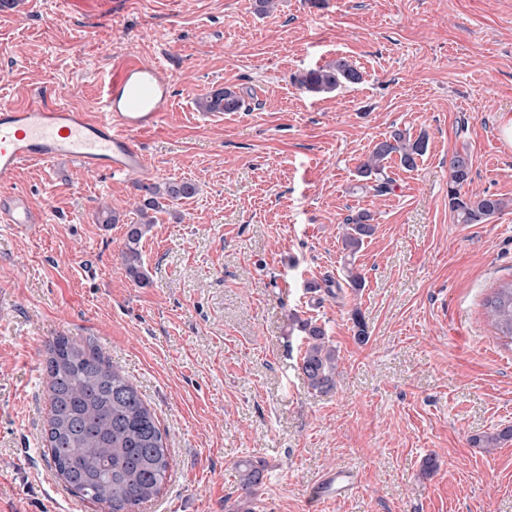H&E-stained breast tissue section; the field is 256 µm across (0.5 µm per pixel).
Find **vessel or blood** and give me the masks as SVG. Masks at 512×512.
Here are the masks:
<instances>
[{"label": "vessel or blood", "mask_w": 512, "mask_h": 512, "mask_svg": "<svg viewBox=\"0 0 512 512\" xmlns=\"http://www.w3.org/2000/svg\"><path fill=\"white\" fill-rule=\"evenodd\" d=\"M166 63L163 57L151 62L127 57L109 73L102 110L93 116L60 104L17 106L1 101L0 223L27 228L43 221L28 196L9 184L25 165L69 158L113 176L147 171L139 136L156 127L169 107L171 88L160 76ZM357 489L353 472L332 469L319 480L315 498L337 501Z\"/></svg>", "instance_id": "1"}]
</instances>
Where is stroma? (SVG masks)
<instances>
[{
  "label": "stroma",
  "mask_w": 512,
  "mask_h": 512,
  "mask_svg": "<svg viewBox=\"0 0 512 512\" xmlns=\"http://www.w3.org/2000/svg\"><path fill=\"white\" fill-rule=\"evenodd\" d=\"M24 0L0 10V100L96 113L114 62L168 56L172 104L139 139L150 174L77 163L20 169L13 187L44 221L0 223V512H111L59 478L43 433L45 348L90 340L122 368L168 433L172 471L137 512H236L234 465L260 459L252 512H512V346L485 301L512 281V0ZM344 57L360 83L329 94L292 78ZM224 86L241 111L206 114ZM396 129L426 135L392 189L356 168ZM473 158L471 194L507 206L456 223L449 160ZM188 180L141 241L146 283L121 252L141 186ZM120 218L99 223L100 207ZM376 226L344 287L341 226ZM324 326L336 387L309 388L291 314ZM361 316L365 342L354 335ZM438 467L423 475L426 457ZM360 489L315 504L333 468Z\"/></svg>",
  "instance_id": "obj_1"
}]
</instances>
